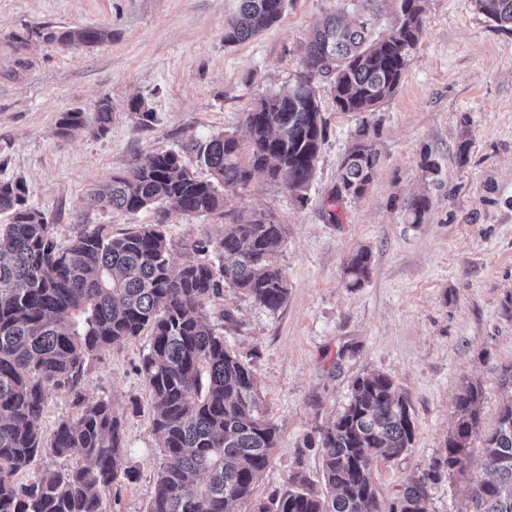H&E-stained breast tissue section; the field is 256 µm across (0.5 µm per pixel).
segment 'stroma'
<instances>
[{"label": "stroma", "mask_w": 512, "mask_h": 512, "mask_svg": "<svg viewBox=\"0 0 512 512\" xmlns=\"http://www.w3.org/2000/svg\"><path fill=\"white\" fill-rule=\"evenodd\" d=\"M240 0H0V181L21 182L27 203L67 244L97 225L120 235L152 221L88 202L89 192L138 156L181 153L206 177L188 138L246 137L245 114L261 97L304 74V48L327 16L352 14L356 0H288L280 20L228 44L224 27ZM422 35L395 93L374 112L336 109L331 80L314 89L328 122L306 203L255 176L226 192L239 212L262 211L287 225L279 262L287 301L277 311L225 289L209 303L227 347L254 373L260 409L277 427L272 463L258 478L260 499L305 477L323 490L318 439L345 408L352 382L392 377L415 423L413 445L373 472L379 512L445 448L463 381L484 390L481 417L493 425L512 398V31L478 13L472 0H424ZM95 27L109 39L70 47L36 37L53 27ZM140 98L154 118L128 112ZM112 106L105 133L59 135L62 113ZM367 123L379 155L359 197L337 199L339 171L354 131ZM467 152H460V144ZM426 195L420 223L406 210ZM221 217L171 212L164 231L173 266L194 257V241L216 236ZM372 251L368 279L346 287L343 267L359 246ZM149 336L113 345L93 359L78 393L110 401L124 423L129 481L104 512H146L162 459L152 433L153 402L139 367ZM484 464L473 440L463 470L431 490L433 512H464L466 491Z\"/></svg>", "instance_id": "stroma-1"}]
</instances>
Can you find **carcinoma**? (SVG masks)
I'll return each instance as SVG.
<instances>
[{
  "label": "carcinoma",
  "instance_id": "carcinoma-1",
  "mask_svg": "<svg viewBox=\"0 0 512 512\" xmlns=\"http://www.w3.org/2000/svg\"><path fill=\"white\" fill-rule=\"evenodd\" d=\"M423 0H399L388 36L375 38L367 7L350 20L329 16L308 43L303 64L309 78L263 97L245 112L248 139L219 133L185 149L196 154L209 178L188 172L181 157L157 149L134 160L135 173L112 175L90 202L125 212L157 211L156 222L120 236L102 226L79 232L63 246L54 225L28 206L22 182L0 183V512H103V500L128 476L124 425L107 400L86 402L78 381L90 361L114 344L149 333L140 367L156 409L153 433L162 466L147 512H378L372 482L379 459L411 448L415 425L405 396L385 374L352 382L347 406L320 436V494L299 479L266 501L255 497L257 478L271 463L277 428L259 409L254 376L224 344L206 304L234 288L269 311L288 298V276L279 263L287 227L266 214L224 210V190L246 186L255 175L299 193L315 172L327 134L309 80L332 79L336 108L373 112L398 88L423 29ZM476 10L512 30V0H475ZM285 0H240L224 34L228 43L247 40L274 25ZM60 45L101 42L99 28H59L41 33ZM112 123L104 103L93 118L62 114L58 134L103 133ZM343 162L341 187L353 196L373 181L378 152L365 145L367 128ZM170 209L163 208V205ZM224 217L222 233L190 249L199 257L175 269V245L163 231L169 210ZM407 209L420 223L425 196ZM371 251L361 247L343 268L346 286L368 278ZM74 395L77 412L42 431L46 390ZM483 390L469 383L456 397V421L441 456L410 478L392 512H432L430 485L463 469L471 441H482L484 467L468 488L465 512H512V401L494 426L482 428ZM46 453L70 461L21 484L18 476Z\"/></svg>",
  "mask_w": 512,
  "mask_h": 512
}]
</instances>
